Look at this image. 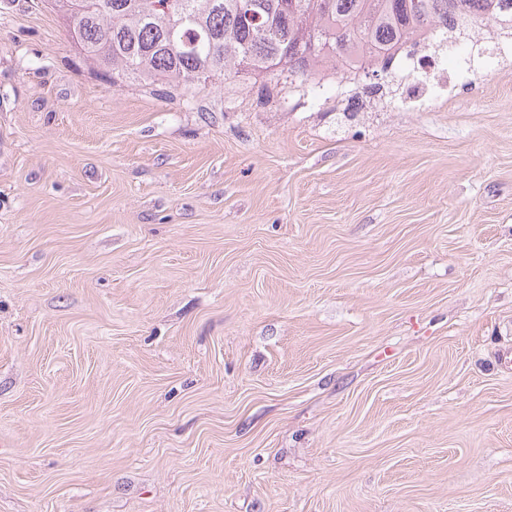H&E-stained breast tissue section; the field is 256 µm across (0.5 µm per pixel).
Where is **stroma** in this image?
Here are the masks:
<instances>
[{"label":"stroma","mask_w":512,"mask_h":512,"mask_svg":"<svg viewBox=\"0 0 512 512\" xmlns=\"http://www.w3.org/2000/svg\"><path fill=\"white\" fill-rule=\"evenodd\" d=\"M108 84L0 0V512H512V61Z\"/></svg>","instance_id":"obj_1"}]
</instances>
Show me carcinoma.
Returning a JSON list of instances; mask_svg holds the SVG:
<instances>
[{
  "instance_id": "carcinoma-1",
  "label": "carcinoma",
  "mask_w": 512,
  "mask_h": 512,
  "mask_svg": "<svg viewBox=\"0 0 512 512\" xmlns=\"http://www.w3.org/2000/svg\"><path fill=\"white\" fill-rule=\"evenodd\" d=\"M96 73L188 91L244 73L308 82L328 67L389 74L395 53L478 23L512 30V0H47Z\"/></svg>"
}]
</instances>
